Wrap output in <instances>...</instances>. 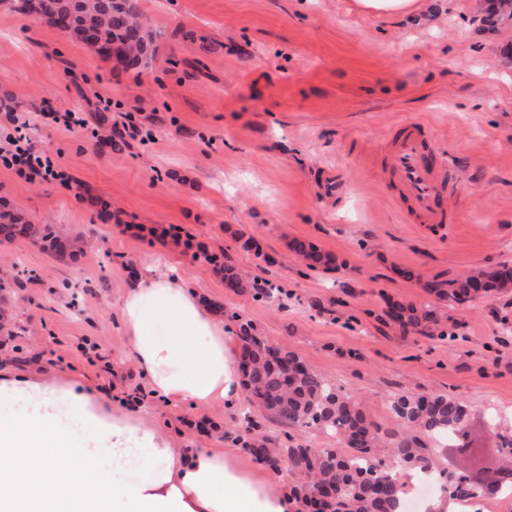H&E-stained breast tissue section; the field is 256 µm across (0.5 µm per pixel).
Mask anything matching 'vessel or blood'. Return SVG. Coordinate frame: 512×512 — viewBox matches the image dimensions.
<instances>
[{
    "label": "vessel or blood",
    "instance_id": "1",
    "mask_svg": "<svg viewBox=\"0 0 512 512\" xmlns=\"http://www.w3.org/2000/svg\"><path fill=\"white\" fill-rule=\"evenodd\" d=\"M424 126L415 120L399 128L387 156L396 198L408 203L410 219L418 224H449L456 215L439 203L441 183L425 152Z\"/></svg>",
    "mask_w": 512,
    "mask_h": 512
}]
</instances>
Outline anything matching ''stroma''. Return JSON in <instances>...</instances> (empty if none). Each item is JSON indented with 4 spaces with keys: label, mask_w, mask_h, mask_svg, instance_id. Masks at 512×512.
I'll return each instance as SVG.
<instances>
[{
    "label": "stroma",
    "mask_w": 512,
    "mask_h": 512,
    "mask_svg": "<svg viewBox=\"0 0 512 512\" xmlns=\"http://www.w3.org/2000/svg\"><path fill=\"white\" fill-rule=\"evenodd\" d=\"M420 3L399 16L356 0H140L158 58L116 70L0 0V131L11 113L85 121L30 132L68 183L0 168V199L88 241L63 258L25 238L0 246V381L92 395L176 448L231 447L224 429L260 413L250 400L163 401L125 359L121 299L158 264L288 345L380 431L398 428L394 394L464 400L467 442L490 463L496 432L512 431V292L448 310L444 340L403 333L384 310L426 300L424 283L512 265V7ZM408 119L452 166L455 223H409L388 193L382 160ZM247 237L259 253L240 249ZM295 238L336 267L305 269ZM264 253L276 293L225 288L219 262L258 275Z\"/></svg>",
    "instance_id": "1"
}]
</instances>
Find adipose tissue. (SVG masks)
Here are the masks:
<instances>
[{
    "label": "adipose tissue",
    "mask_w": 512,
    "mask_h": 512,
    "mask_svg": "<svg viewBox=\"0 0 512 512\" xmlns=\"http://www.w3.org/2000/svg\"><path fill=\"white\" fill-rule=\"evenodd\" d=\"M127 354L155 394L195 406L236 404L243 395L232 329L184 281L146 269L119 308ZM57 387L0 382V399L25 412L0 424V512H292L287 496L243 470L221 448H175L124 411L105 412L75 396L89 427L76 443L61 429ZM153 471L122 476L129 452ZM112 461V479L96 467Z\"/></svg>",
    "instance_id": "obj_1"
}]
</instances>
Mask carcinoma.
Masks as SVG:
<instances>
[{"label":"carcinoma","instance_id":"carcinoma-1","mask_svg":"<svg viewBox=\"0 0 512 512\" xmlns=\"http://www.w3.org/2000/svg\"><path fill=\"white\" fill-rule=\"evenodd\" d=\"M16 11L47 20L62 33L116 59L115 67L127 69L155 62L161 34L150 29L140 0H13ZM27 238L59 255L81 250L77 238L62 237L47 224H32L21 214L0 206V244ZM302 265L311 270L327 268L336 258L312 243H288ZM268 281L250 279L235 265H224V285L255 298H267ZM425 292L435 301L388 303L387 319L404 332L427 331L447 338L439 328L443 315L438 305L483 300L512 288V265L473 270L458 279L432 281ZM240 371L253 402L286 428H317L339 438L341 448H312L294 442L272 447L259 420L246 416L239 429L226 431L241 450L272 472L285 463L301 470L300 481L289 488L295 512H399L403 486L394 472L430 469V449L419 435L462 436L468 416L466 405L439 393L397 394L390 409L400 430L383 438L367 421L354 401L339 387L310 368L293 350L273 343L248 321L237 323ZM446 499L479 500L481 495L466 484L462 471L442 478Z\"/></svg>","mask_w":512,"mask_h":512}]
</instances>
